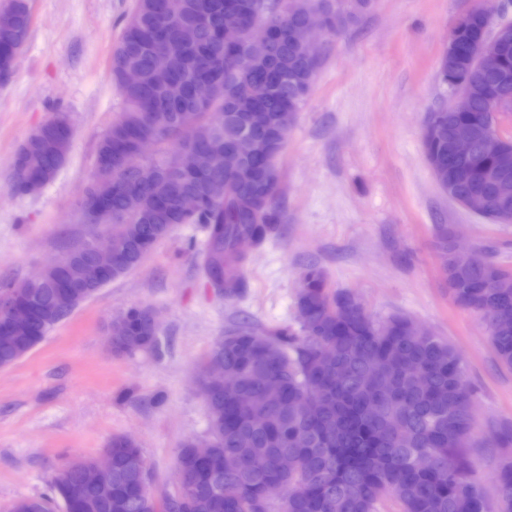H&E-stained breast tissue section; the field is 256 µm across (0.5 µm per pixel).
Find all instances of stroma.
I'll return each mask as SVG.
<instances>
[{
	"mask_svg": "<svg viewBox=\"0 0 512 512\" xmlns=\"http://www.w3.org/2000/svg\"><path fill=\"white\" fill-rule=\"evenodd\" d=\"M135 0H30L32 27L10 80L0 83V286L28 280L82 242L77 200L99 139L122 110L112 52ZM497 0H375L336 36L278 159L276 230L245 248V285L225 298L199 253L206 232L176 225L141 263L82 303L15 364L0 367V512L46 494L63 468L134 437L156 496L173 493L185 439H208L196 379L215 339L246 324L296 326L300 277L321 268L331 290L356 294L377 319L401 314L452 345L474 390L476 438L512 430V369L484 322L452 299L434 227L498 252L512 268V224H493L448 199L426 162L421 129L440 102L437 61L456 20ZM73 128L66 161L35 195L9 188L11 162L56 113ZM148 307L159 351L109 345L113 316Z\"/></svg>",
	"mask_w": 512,
	"mask_h": 512,
	"instance_id": "35a3bbf8",
	"label": "stroma"
}]
</instances>
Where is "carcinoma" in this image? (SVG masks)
Segmentation results:
<instances>
[{"instance_id": "obj_1", "label": "carcinoma", "mask_w": 512, "mask_h": 512, "mask_svg": "<svg viewBox=\"0 0 512 512\" xmlns=\"http://www.w3.org/2000/svg\"><path fill=\"white\" fill-rule=\"evenodd\" d=\"M373 0H136L112 52L111 74L124 102L123 112L97 144L95 160L109 170V181L90 186L79 206L112 233L120 262L117 278L136 267L146 249L166 238L177 224H202L207 241L203 271L234 297L243 288L246 257L237 241L260 245L275 231L280 192L279 167L267 179L264 195H250L249 179L264 173L266 150H282L288 136L280 116L300 112L318 76L320 60L294 41L289 26L303 22L314 7L344 25L369 11ZM238 13L246 38L267 36L270 54L243 61L242 48L224 43V14ZM29 0H0V66L14 69L28 40ZM486 19L471 14L470 28L458 35L462 55L477 49L474 33ZM137 70L140 83L125 85L122 75ZM441 78L466 80L472 111L464 115L475 130L473 178L450 185L461 200L474 191L489 215L502 208L490 170L496 159L485 150L492 101L512 98V48L491 55L486 64L465 71L440 57ZM214 87L213 100L195 104L197 88ZM72 132L66 115L36 128L12 162L10 187L21 194L28 178L50 182L64 164L65 150L51 147L57 134ZM152 135L151 157L131 153L135 138ZM251 139L256 151L241 155L235 169L224 161L210 171L185 175L179 151L208 149ZM425 155L448 165V127L422 137ZM224 181V199L210 197V185ZM184 194L202 199L200 213L181 218ZM436 252L448 291L461 307L486 324L499 362L512 369V282L503 279L491 257L458 264L448 229H437ZM65 258L89 273L79 286L49 270L37 282L0 287V294L23 296L34 308L19 331V348L0 345V366L18 360L17 350L36 346L77 307L74 297H93L102 288L92 276L94 257L80 243ZM299 328L258 333L247 325L218 338L208 358L224 359V370L241 389L259 397L238 405L219 389L207 403L214 462L177 454L186 470V487L159 499L140 491L149 471L138 443L112 439V494L84 487L78 473L59 478L52 494L15 501L8 512H376L384 495L401 512H490L482 487L471 478L466 449L476 417L462 359L447 340L412 335L410 319L376 320L345 292H332L324 272L306 268L297 297ZM109 334L123 352L158 344V327L148 308H134L112 319ZM384 361L388 370L372 383L365 372ZM294 458L281 473L279 456ZM432 457L422 469L417 459ZM285 487L280 502L264 498V486ZM497 512H512V455L503 456L495 476Z\"/></svg>"}]
</instances>
